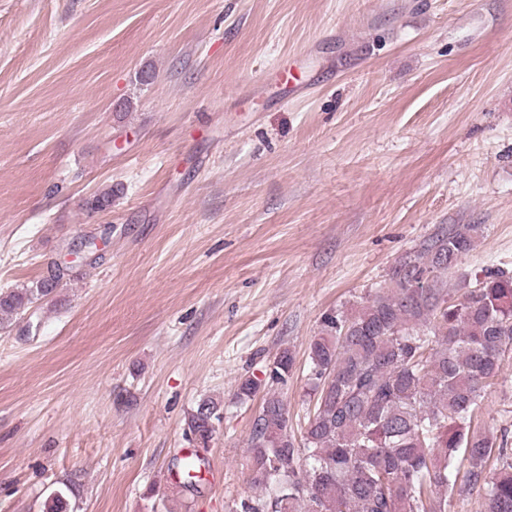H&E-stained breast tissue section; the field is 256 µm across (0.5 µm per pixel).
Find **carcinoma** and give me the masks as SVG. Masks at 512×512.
Masks as SVG:
<instances>
[{
    "label": "carcinoma",
    "mask_w": 512,
    "mask_h": 512,
    "mask_svg": "<svg viewBox=\"0 0 512 512\" xmlns=\"http://www.w3.org/2000/svg\"><path fill=\"white\" fill-rule=\"evenodd\" d=\"M481 231L449 227L407 254L367 305L324 316L309 346L313 409L301 439L283 400L267 396L248 439L252 483L264 493L235 512H448L460 451L469 484L485 490V512H512V453L472 430L512 349V274L487 268L461 297L448 292V274ZM60 280L54 273L0 293V327ZM293 365L281 351L266 382L287 383ZM212 419L220 420V403L201 400L186 433L207 446ZM494 452L499 466L489 472ZM179 466L182 488L194 490L199 463L184 457ZM71 487L51 493L47 512H67Z\"/></svg>",
    "instance_id": "carcinoma-1"
}]
</instances>
